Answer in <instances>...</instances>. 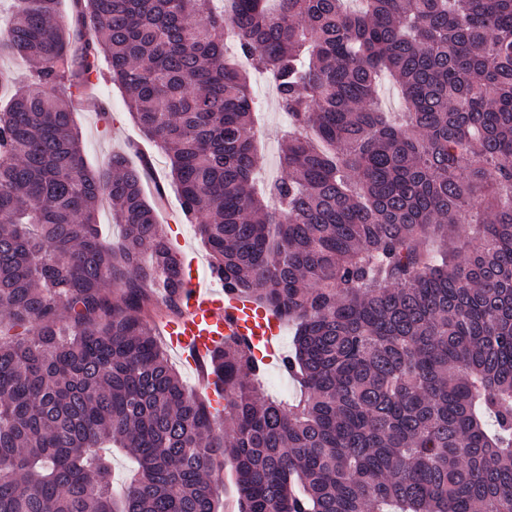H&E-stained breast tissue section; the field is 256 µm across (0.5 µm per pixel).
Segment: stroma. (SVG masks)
<instances>
[{
  "label": "stroma",
  "instance_id": "1",
  "mask_svg": "<svg viewBox=\"0 0 512 512\" xmlns=\"http://www.w3.org/2000/svg\"><path fill=\"white\" fill-rule=\"evenodd\" d=\"M255 93L261 102V111L254 127L259 152L260 177L273 180L282 176L279 159L282 134L288 118L280 109L275 92L264 76H257ZM98 102L97 107H75V121L81 132L84 153L89 164L98 168L106 166L113 153L126 154L132 165H139L141 156L151 161V173L146 180V193L155 196L163 192L164 203L159 211V222L168 237L175 241V250L182 260L197 259L199 273L205 282H212L208 257L197 241L191 224L180 218V201L173 183L167 179L169 161L154 147H146L144 155L131 153L132 144L143 137L126 109L123 92L108 80H101L90 92Z\"/></svg>",
  "mask_w": 512,
  "mask_h": 512
}]
</instances>
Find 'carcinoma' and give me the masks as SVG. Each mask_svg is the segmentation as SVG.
Masks as SVG:
<instances>
[{"instance_id": "obj_1", "label": "carcinoma", "mask_w": 512, "mask_h": 512, "mask_svg": "<svg viewBox=\"0 0 512 512\" xmlns=\"http://www.w3.org/2000/svg\"><path fill=\"white\" fill-rule=\"evenodd\" d=\"M59 2L0 29L30 71L0 69V512H218L226 461L238 512H512V0ZM102 58L211 274L293 323L291 401L237 336L221 411L159 345L163 192L90 168L73 120ZM252 72L288 115L261 187ZM104 446L136 462L119 496ZM264 388L273 398L291 399L299 392V387L291 377L279 370H269L261 375Z\"/></svg>"}]
</instances>
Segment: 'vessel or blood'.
Instances as JSON below:
<instances>
[{
  "instance_id": "b4317fda",
  "label": "vessel or blood",
  "mask_w": 512,
  "mask_h": 512,
  "mask_svg": "<svg viewBox=\"0 0 512 512\" xmlns=\"http://www.w3.org/2000/svg\"><path fill=\"white\" fill-rule=\"evenodd\" d=\"M181 277L182 311L165 323L163 333L169 338V346L194 365L200 387H208L210 382L205 366L208 354L216 342L230 334L251 343L257 366L280 362L278 337L282 323L276 316L230 290L203 285L194 267H183Z\"/></svg>"
}]
</instances>
